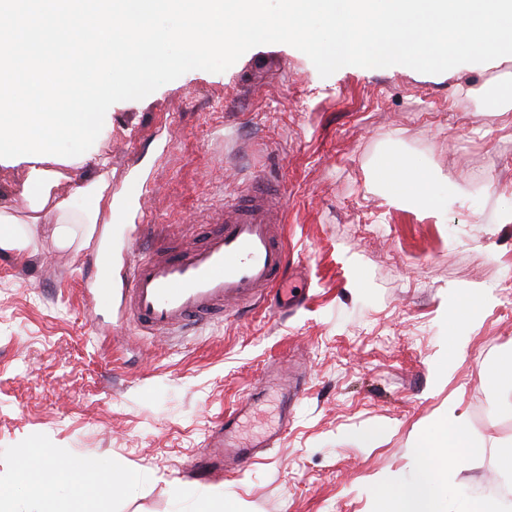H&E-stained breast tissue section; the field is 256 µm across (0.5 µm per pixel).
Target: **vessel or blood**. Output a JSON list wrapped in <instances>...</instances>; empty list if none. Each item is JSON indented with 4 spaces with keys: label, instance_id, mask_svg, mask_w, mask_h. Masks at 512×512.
I'll use <instances>...</instances> for the list:
<instances>
[{
    "label": "vessel or blood",
    "instance_id": "b4317fda",
    "mask_svg": "<svg viewBox=\"0 0 512 512\" xmlns=\"http://www.w3.org/2000/svg\"><path fill=\"white\" fill-rule=\"evenodd\" d=\"M286 199L280 182L260 179L245 192L225 197L209 222L200 227L199 244L175 251L156 235L150 247L132 245L122 283L127 322L154 336H180L198 322H221L229 314L255 306L293 274L280 226ZM102 271L91 292L112 299L111 255L100 251ZM241 400L209 438L203 462L211 469H232L268 452L273 438L248 444L234 439L233 424L247 409Z\"/></svg>",
    "mask_w": 512,
    "mask_h": 512
}]
</instances>
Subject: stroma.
I'll return each instance as SVG.
<instances>
[{
    "label": "stroma",
    "instance_id": "stroma-1",
    "mask_svg": "<svg viewBox=\"0 0 512 512\" xmlns=\"http://www.w3.org/2000/svg\"><path fill=\"white\" fill-rule=\"evenodd\" d=\"M512 55L441 74L404 65L347 66L321 77L284 43L254 47L220 73L192 70L140 100L121 101L83 154L63 158L55 193L90 208L75 182L108 162L111 223L72 227L60 246L32 223L23 163L0 157V484L15 512H35L16 485L23 455L47 448L136 483L88 499V512H388L386 485L413 479L416 444L464 419L472 457L433 473L443 512L471 501L512 512L498 494L512 471V392L496 377L512 357L502 285L512 277ZM402 162L420 186L393 199L380 174ZM272 177L288 203L285 240L300 276L294 305L257 309L181 337L133 332L121 318L127 246L138 231L124 191L173 241L211 205ZM112 248V301L87 285L97 242ZM301 375L283 406L266 372ZM240 441L276 433L273 450L228 477L193 470L212 429L246 396Z\"/></svg>",
    "mask_w": 512,
    "mask_h": 512
}]
</instances>
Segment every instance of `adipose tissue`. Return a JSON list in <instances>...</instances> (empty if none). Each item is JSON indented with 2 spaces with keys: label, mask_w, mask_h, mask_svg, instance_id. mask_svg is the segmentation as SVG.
<instances>
[{
  "label": "adipose tissue",
  "mask_w": 512,
  "mask_h": 512,
  "mask_svg": "<svg viewBox=\"0 0 512 512\" xmlns=\"http://www.w3.org/2000/svg\"><path fill=\"white\" fill-rule=\"evenodd\" d=\"M166 13L184 18L179 37L189 60L269 35L262 0H51L47 8L40 0H0V150L23 152L25 185L39 193L31 208L52 210L61 245H68L72 223L95 225L111 212L112 194L102 173L77 183L75 193L94 198L95 204L84 215L72 216L67 202L53 195L59 158L44 143L54 135L95 130L92 67H111L115 85L143 88L167 66L159 51L164 35L153 27L154 18ZM470 447L466 425L456 417L424 439L422 473L394 492L395 512H436L433 458L445 449L457 462ZM37 463L38 512H85L90 495L131 482L125 473L105 479L90 459L59 462L48 450ZM65 479L69 493L60 499L54 487Z\"/></svg>",
  "instance_id": "1"
}]
</instances>
